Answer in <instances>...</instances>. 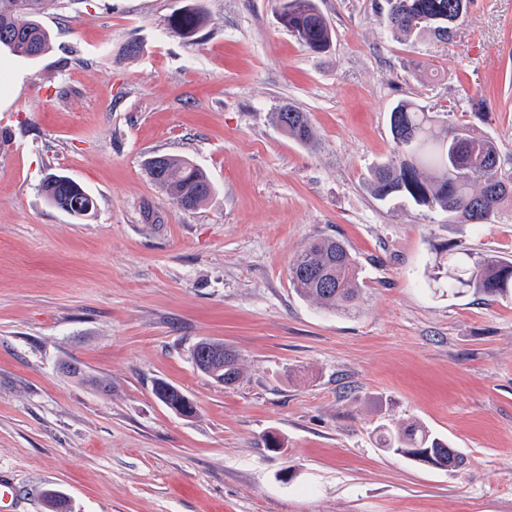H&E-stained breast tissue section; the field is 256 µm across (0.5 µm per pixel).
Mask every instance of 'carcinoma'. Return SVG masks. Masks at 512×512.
I'll return each instance as SVG.
<instances>
[{"label":"carcinoma","instance_id":"1","mask_svg":"<svg viewBox=\"0 0 512 512\" xmlns=\"http://www.w3.org/2000/svg\"><path fill=\"white\" fill-rule=\"evenodd\" d=\"M57 2L0 0V49L30 60L42 55L49 48L50 35L41 18ZM385 4L384 22L394 36L405 40L429 36L448 44L473 0H385ZM280 19L308 52L319 55L331 50L335 33L315 0H283ZM208 21L203 7L191 2L169 16L168 26L192 39ZM275 119L295 142L307 145L316 139L308 114L288 103L275 113ZM389 127L393 153L374 166L369 179L377 199L404 198L417 207L447 213L450 223L495 224L503 214L512 213V166L502 160L494 138L466 123H450L407 100L391 109ZM146 172L180 209L195 210L211 196L209 178L181 156H152ZM40 189L54 207L73 211L79 218L85 205L96 207L79 183L61 174L47 175ZM428 278L435 284L446 279L453 296H505L512 293V261L495 253L450 246L447 261L435 264ZM288 281L299 296L328 312L351 315L362 308L365 285L359 263L341 240L322 238L295 253L288 262ZM192 358L200 372L226 387L237 383L244 371L240 355L220 341L198 342ZM62 371L102 394L111 392L110 382L86 377L77 362L63 363ZM154 395L165 406L187 397L164 380L156 381ZM379 442L388 453L410 462L429 449L442 470L461 462L457 449L417 421L385 429Z\"/></svg>","mask_w":512,"mask_h":512}]
</instances>
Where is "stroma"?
Wrapping results in <instances>:
<instances>
[{
	"mask_svg": "<svg viewBox=\"0 0 512 512\" xmlns=\"http://www.w3.org/2000/svg\"><path fill=\"white\" fill-rule=\"evenodd\" d=\"M63 0L49 49L0 57V476L13 512H512V297H454L427 274L449 245L512 257V217L449 223L377 200L402 99L449 112L512 160V0H475L453 44L394 40L384 0H316L336 33L307 52L282 0ZM135 42L137 56L123 53ZM307 112L315 143L273 116ZM187 157L211 197L177 209L147 158ZM62 173L96 201L76 218L41 194ZM335 237L360 260L364 308L298 296L288 262ZM244 359L226 388L191 350ZM79 362L87 377L64 375ZM103 378L110 394L89 381ZM196 405L184 418L155 380ZM419 421L457 448L456 470L379 448ZM189 2L168 18L169 28L186 39L194 38L209 21L203 7L193 3L195 1Z\"/></svg>",
	"mask_w": 512,
	"mask_h": 512,
	"instance_id": "stroma-1",
	"label": "stroma"
}]
</instances>
